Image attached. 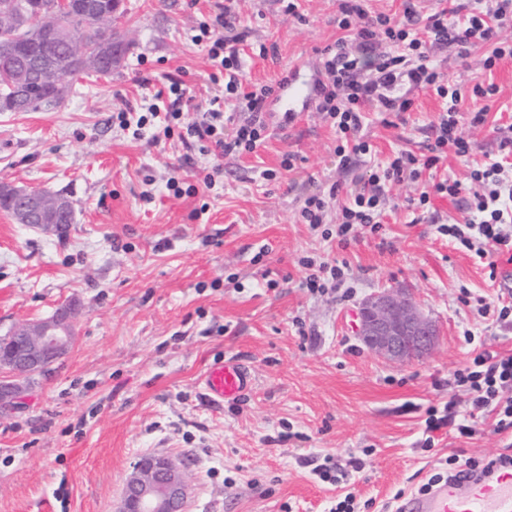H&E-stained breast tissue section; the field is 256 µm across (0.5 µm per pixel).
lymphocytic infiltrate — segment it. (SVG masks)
I'll return each instance as SVG.
<instances>
[{
	"instance_id": "f902f5d3",
	"label": "lymphocytic infiltrate",
	"mask_w": 512,
	"mask_h": 512,
	"mask_svg": "<svg viewBox=\"0 0 512 512\" xmlns=\"http://www.w3.org/2000/svg\"><path fill=\"white\" fill-rule=\"evenodd\" d=\"M450 7L420 16L406 6L400 18L370 15L363 0H339L338 26L343 38L323 51V77L316 84V109L336 132V165L349 168L357 158L370 154L371 145L362 129L364 111L373 106L395 118H402L412 107V91H433L445 100L446 108L432 129L433 140L427 155L396 152L379 164L367 179L350 191L332 184L328 191L305 198L298 212L302 223L311 228L324 224L328 213H335V240L344 246L361 234L379 233L383 228V205L392 185L418 180L424 172L434 177L425 184L413 206H428L431 196L449 199L467 197L469 216L461 224H442L441 236L461 251L478 259L512 252V172L504 165L512 157V136L501 137L498 158L472 169L469 182L439 173L448 155L468 158L475 145L462 131L463 97L451 85L434 57V49L452 47L466 54L469 47L487 48L484 70H492L501 60L512 57V43L502 41L498 31L512 23V0H449ZM247 35L236 26L230 7H222L210 22L200 24L196 42L207 45L213 70L209 81L214 90L203 112L185 120L188 89L184 81L169 77L155 90L146 114L137 124L154 123L164 138L175 137L186 151L213 156L201 185L185 184L172 174L166 189L175 197L197 194L199 186H213L223 172L224 158L255 152L264 144L268 126L264 110L271 90L263 86L246 88L244 44ZM453 386L466 397V409H459L456 397L443 408H429L425 420L427 446H434L440 431L473 438L483 424L495 434L512 433V349L482 347L454 374ZM512 468V455L459 458L449 455L447 465L435 471L421 492L450 479L486 474L492 469Z\"/></svg>"
}]
</instances>
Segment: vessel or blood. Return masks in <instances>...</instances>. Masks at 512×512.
<instances>
[{
    "label": "vessel or blood",
    "mask_w": 512,
    "mask_h": 512,
    "mask_svg": "<svg viewBox=\"0 0 512 512\" xmlns=\"http://www.w3.org/2000/svg\"><path fill=\"white\" fill-rule=\"evenodd\" d=\"M313 97L312 84L301 79L294 68L280 83L276 109L297 112L309 107ZM203 384L208 399L221 402L250 391L253 379L246 367L227 361L213 365L206 372ZM397 512H512V474L452 480L424 495L412 493L401 498Z\"/></svg>",
    "instance_id": "obj_1"
}]
</instances>
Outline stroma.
Returning <instances> with one entry per match:
<instances>
[{
	"label": "stroma",
	"instance_id": "stroma-1",
	"mask_svg": "<svg viewBox=\"0 0 512 512\" xmlns=\"http://www.w3.org/2000/svg\"><path fill=\"white\" fill-rule=\"evenodd\" d=\"M218 2L124 0L114 28L127 33L128 53L111 76L70 77L58 105L0 112V182L63 194L75 209L62 239L0 211V336L68 300L81 304L71 351L0 420V512L46 504L114 512L133 463L147 454L185 463L186 512H328L337 489L313 474L325 459L341 466L346 488L379 504L414 490L449 453L492 456L512 443L487 429L472 440L443 433L432 451L422 449L427 410L447 401L474 344L512 349V326L486 321L476 304L500 294V280L437 232L465 222V204L435 196L414 210L407 201L420 185L406 182L389 194L382 231L344 248L298 219L314 187L348 190L394 152L423 153L444 100L412 92L395 127L367 108L372 152L346 170L336 167V133L318 112L285 127L272 113L260 148L224 158L214 186L180 198L165 188L169 173L196 183L213 158L185 161L176 140L114 121L145 111L170 74L192 88L191 109L204 105L211 62L193 37ZM234 10L252 43L277 47L276 60L246 62L260 87L277 88L298 62L315 80L320 50L344 35L338 0H298L293 16L280 0H236ZM485 53L436 52L465 112L488 111L486 126L470 132L479 162L496 155V129L512 126V58L486 73ZM479 79L497 86L493 101L474 95ZM288 154L296 157L289 171L281 166ZM305 256L344 265L343 286L303 288ZM381 288L407 289L437 323L431 355L393 363L355 336L356 307ZM229 359L249 368L253 387L209 402L201 377Z\"/></svg>",
	"mask_w": 512,
	"mask_h": 512
}]
</instances>
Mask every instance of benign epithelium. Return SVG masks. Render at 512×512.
<instances>
[{"label":"benign epithelium","instance_id":"7a95c632","mask_svg":"<svg viewBox=\"0 0 512 512\" xmlns=\"http://www.w3.org/2000/svg\"><path fill=\"white\" fill-rule=\"evenodd\" d=\"M62 12L85 16L95 9L90 0H60ZM42 40L24 43L0 58V66L25 71L41 58H50V47L69 44L63 57L52 64L72 66L88 72L110 70L124 59V45L104 38L89 45L70 42L59 18H46ZM0 194L18 201L11 218L42 232L59 236L70 224L72 202L62 194L16 188L0 182ZM79 302L69 300L44 319L16 325L7 340L0 341V417L13 413L28 396L37 378L53 371L70 351L75 339L74 322ZM357 336L375 355L402 363L430 355L439 338L437 326L420 310L413 296L399 288H382L356 310ZM188 483L184 464L167 456L145 455L132 466L117 512H185Z\"/></svg>","mask_w":512,"mask_h":512}]
</instances>
